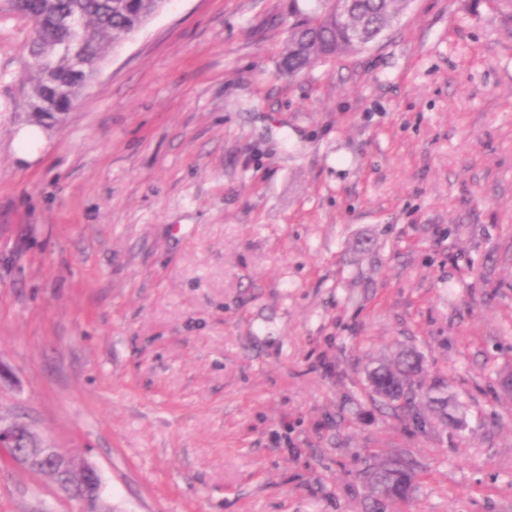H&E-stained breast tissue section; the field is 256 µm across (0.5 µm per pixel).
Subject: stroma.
<instances>
[{"instance_id":"stroma-1","label":"stroma","mask_w":512,"mask_h":512,"mask_svg":"<svg viewBox=\"0 0 512 512\" xmlns=\"http://www.w3.org/2000/svg\"><path fill=\"white\" fill-rule=\"evenodd\" d=\"M288 4L167 0L60 123L0 12V420L102 482L0 452V512H512V0H411L297 77ZM401 346L463 431L374 401ZM42 142L41 131L37 128H28L19 136V158L24 161H31L37 156V147ZM74 461H76L74 456L64 450L62 455H56L43 465V467L49 465L52 470L47 475L52 477L56 484L72 497H74L75 491L80 489L85 479L80 470L73 464ZM413 465L402 459H393L375 472L377 490L387 492V498H405L413 483ZM81 464L82 467L86 469V472L89 476V481L87 485L83 487V489L76 493L78 494L80 500L86 502L89 506H93L97 502L99 492L102 488L101 479L92 464L84 460L81 462Z\"/></svg>"}]
</instances>
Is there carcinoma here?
Here are the masks:
<instances>
[{"mask_svg":"<svg viewBox=\"0 0 512 512\" xmlns=\"http://www.w3.org/2000/svg\"><path fill=\"white\" fill-rule=\"evenodd\" d=\"M167 0H0L29 23V38L19 73L24 110L41 120L70 112L83 90L96 78L111 50L161 11ZM290 0L288 39L280 68L298 76L319 61L375 43L399 19L410 0ZM82 22L75 32L68 19ZM422 356L415 349H400L393 358L368 372L374 395L398 411L407 407L418 414L424 405L437 409L448 423V396L433 397L415 384ZM65 452L47 461L49 476L74 495L84 476ZM413 465L393 459L375 472L377 490L389 498H405L413 483Z\"/></svg>","mask_w":512,"mask_h":512,"instance_id":"obj_1","label":"carcinoma"}]
</instances>
